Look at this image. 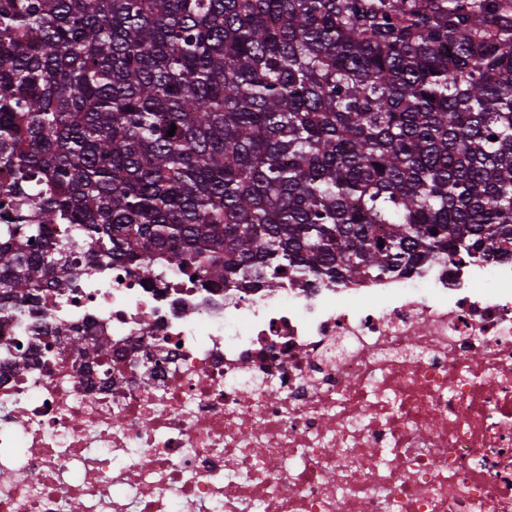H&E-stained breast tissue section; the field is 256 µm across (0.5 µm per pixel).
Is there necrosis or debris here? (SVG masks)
I'll return each instance as SVG.
<instances>
[{
	"mask_svg": "<svg viewBox=\"0 0 512 512\" xmlns=\"http://www.w3.org/2000/svg\"><path fill=\"white\" fill-rule=\"evenodd\" d=\"M41 308L0 311V512H512V258L253 290L111 264Z\"/></svg>",
	"mask_w": 512,
	"mask_h": 512,
	"instance_id": "1",
	"label": "necrosis or debris"
}]
</instances>
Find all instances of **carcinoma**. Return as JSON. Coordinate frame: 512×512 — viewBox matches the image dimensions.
I'll return each mask as SVG.
<instances>
[{
  "mask_svg": "<svg viewBox=\"0 0 512 512\" xmlns=\"http://www.w3.org/2000/svg\"><path fill=\"white\" fill-rule=\"evenodd\" d=\"M0 168V310L510 258L512 0H0Z\"/></svg>",
  "mask_w": 512,
  "mask_h": 512,
  "instance_id": "1",
  "label": "carcinoma"
}]
</instances>
